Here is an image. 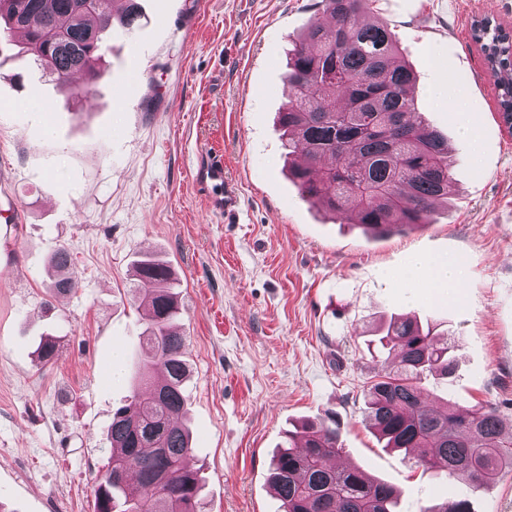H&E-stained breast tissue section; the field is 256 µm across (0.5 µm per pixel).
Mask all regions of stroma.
Listing matches in <instances>:
<instances>
[{"instance_id": "stroma-1", "label": "stroma", "mask_w": 512, "mask_h": 512, "mask_svg": "<svg viewBox=\"0 0 512 512\" xmlns=\"http://www.w3.org/2000/svg\"><path fill=\"white\" fill-rule=\"evenodd\" d=\"M140 3L139 26L113 29L91 85H59L22 40L0 36V194L17 214L0 223V512H95L112 412L146 355L145 312L130 299L146 253L176 274L188 464L205 512H277L274 456L294 424L329 410L342 428L335 465L393 485L400 512L461 496L474 512H512V469L473 486L382 448L363 421V390L390 365L367 343L409 313L455 347L452 378L423 381L432 404L483 402L512 423V133L470 33L483 16L512 25V0L369 5L455 161L456 190L430 224L385 238L335 220L288 176L277 124L287 39L323 19L318 0ZM209 152L239 197L227 217L196 179ZM62 246L78 286L57 296L48 260ZM415 251L459 260L453 298L402 279ZM45 336L58 343L46 365Z\"/></svg>"}]
</instances>
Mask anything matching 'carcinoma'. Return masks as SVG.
I'll use <instances>...</instances> for the list:
<instances>
[{
  "label": "carcinoma",
  "mask_w": 512,
  "mask_h": 512,
  "mask_svg": "<svg viewBox=\"0 0 512 512\" xmlns=\"http://www.w3.org/2000/svg\"><path fill=\"white\" fill-rule=\"evenodd\" d=\"M369 0H319L331 26H313L288 41L287 100L279 112L288 154L303 156L289 175L303 197L339 220L384 236L430 223L436 203L448 200L455 178L444 137L425 124L413 95L415 76L401 59L395 33L363 18ZM141 16L138 0H0L7 30L22 28L35 63L60 84L83 72L99 80L107 35L117 25L129 32ZM475 35L487 45V68L500 87L503 123L512 122V67L508 45L497 35ZM52 291L77 287L72 258L62 247L51 258ZM132 290L147 314L144 366L131 400L112 414L111 455L96 480L95 512H204L199 479L187 460L190 435L182 422L189 364L186 336L178 325L179 303L170 265L144 256L134 265ZM377 348L396 370L368 382L365 422L384 447L417 454V463L461 477L470 484L496 483L512 468V435L503 416L477 403L434 409L421 387L428 374L451 377L456 357L417 320L394 317ZM43 364L57 343L39 344ZM342 442L331 413L304 422L288 437L271 465L278 512H398L399 494L359 467H331ZM421 512H473L466 497L427 506Z\"/></svg>",
  "instance_id": "carcinoma-1"
}]
</instances>
